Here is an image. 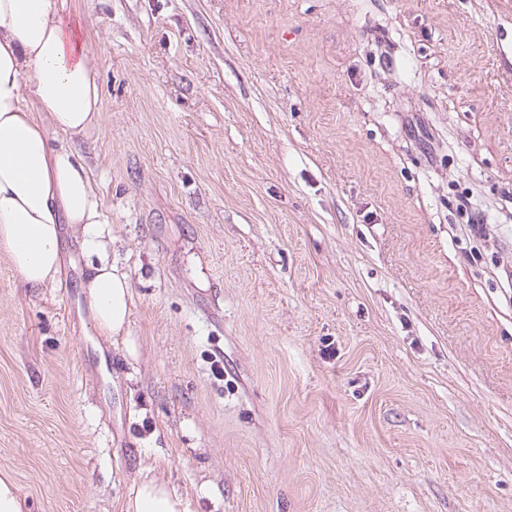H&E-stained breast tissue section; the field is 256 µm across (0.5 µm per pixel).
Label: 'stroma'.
Returning a JSON list of instances; mask_svg holds the SVG:
<instances>
[{
	"label": "stroma",
	"mask_w": 512,
	"mask_h": 512,
	"mask_svg": "<svg viewBox=\"0 0 512 512\" xmlns=\"http://www.w3.org/2000/svg\"><path fill=\"white\" fill-rule=\"evenodd\" d=\"M137 359L78 236L0 248V474L25 512H512V0H63ZM124 512H185L183 499L164 481L142 480L124 503Z\"/></svg>",
	"instance_id": "1"
}]
</instances>
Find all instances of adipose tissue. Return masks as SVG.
<instances>
[{
	"mask_svg": "<svg viewBox=\"0 0 512 512\" xmlns=\"http://www.w3.org/2000/svg\"><path fill=\"white\" fill-rule=\"evenodd\" d=\"M102 112L99 74L62 16V0H0V245L26 286L55 283L62 232L71 227L89 256L85 293L97 335L121 343L131 315V282L109 262L107 218L89 169L52 134L78 135ZM124 512H185L167 483L145 479Z\"/></svg>",
	"mask_w": 512,
	"mask_h": 512,
	"instance_id": "1",
	"label": "adipose tissue"
}]
</instances>
